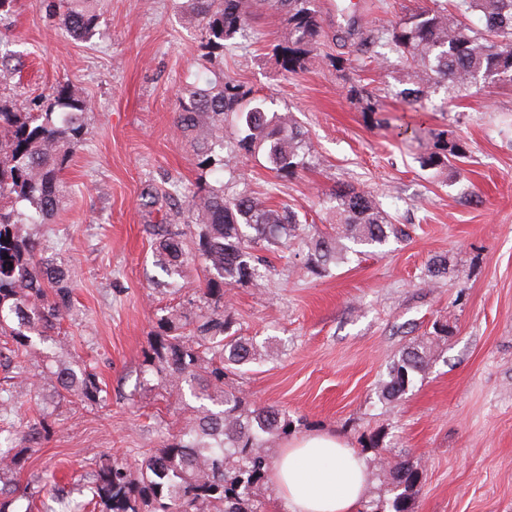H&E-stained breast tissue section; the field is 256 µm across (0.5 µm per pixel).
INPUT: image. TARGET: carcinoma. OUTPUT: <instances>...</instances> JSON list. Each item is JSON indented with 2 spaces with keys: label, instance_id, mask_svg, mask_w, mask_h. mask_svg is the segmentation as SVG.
<instances>
[{
  "label": "carcinoma",
  "instance_id": "obj_1",
  "mask_svg": "<svg viewBox=\"0 0 512 512\" xmlns=\"http://www.w3.org/2000/svg\"><path fill=\"white\" fill-rule=\"evenodd\" d=\"M51 14L62 12L65 31L89 39L100 28L98 0H40ZM200 25V37L211 54L224 57L226 43L246 38L260 8L268 5L288 16L279 58L281 69L296 73L317 49L322 23L314 0H189ZM481 13L482 28L466 23ZM347 20L346 37L360 46L372 40V30ZM512 32V0H453L452 7L421 8L384 29L396 63L407 69L411 87L402 102L418 112L428 109L429 93L443 89L453 95L480 84L512 83V43L498 41L500 31ZM88 100L58 87L37 111L16 99L0 98V365L16 359H40L41 378L57 396L81 405L103 401L99 377L89 366L56 359L60 321L69 309L72 281L45 256L40 243L20 234L22 224H46L66 193L61 173L84 143L83 118ZM176 127L209 154L224 148V124L232 122L238 138L230 155L263 153L278 178L291 179L309 167L304 133L288 112L268 113L265 101L231 81L210 83L182 95ZM464 157L463 146L443 141L439 150L421 158L433 168L448 158ZM334 232L314 244L310 261L324 273L347 258L344 241L383 246L406 236L367 192L340 186L328 195ZM26 202L29 210L19 204ZM193 230L173 224H151L158 242L156 258L173 288L182 290L183 267L199 261L207 276L199 298L224 300V287L261 286L263 249L286 245L301 235L303 224L287 207L270 206L247 193L227 195L210 188L192 192L188 202ZM192 248H187L186 237ZM182 315L161 320L146 354L148 369L172 378L176 388L187 385L198 402L194 420L144 458L136 467L105 455L91 459L87 485L96 504L108 512H261L251 490L266 484L271 461L267 445L288 436L293 422L274 406H244L233 389L224 388L225 372L256 356V346L231 331L224 316H198L196 326L183 332ZM425 353L418 346L403 349L391 362L380 387V400L392 404L425 373ZM21 449L9 438L0 441V512L12 506L20 488L15 475L23 468ZM392 491L389 512H412L414 489L422 477L419 464L400 463L389 469Z\"/></svg>",
  "mask_w": 512,
  "mask_h": 512
}]
</instances>
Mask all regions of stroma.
Listing matches in <instances>:
<instances>
[{
	"label": "stroma",
	"instance_id": "1",
	"mask_svg": "<svg viewBox=\"0 0 512 512\" xmlns=\"http://www.w3.org/2000/svg\"><path fill=\"white\" fill-rule=\"evenodd\" d=\"M358 23L385 29L431 0H360ZM340 0H316L323 20L317 50L298 73L280 68L276 45L286 15L259 13L250 36L224 56L223 75L291 113L310 147L309 170L279 179L264 158L203 165L199 146L175 126L176 101L214 79L209 54L186 0H103L99 34L76 39L38 0H15L0 17L23 65L0 77V96L22 101L62 83L86 98L85 140L62 178L67 192L49 224H24L75 282L61 322L59 359L96 368L104 400L76 407L52 387L51 435L25 449L22 483L44 500L48 480L88 472L99 454L137 466L192 422L197 402L170 379L146 373L148 349L163 310H199L200 264L184 269L173 292L156 263L149 225L181 224L185 199L145 206L146 186L168 190H243L286 205L306 220L309 236L330 231L323 200L349 184L375 197L407 236L363 246L348 263L316 272L303 241L268 251L262 287L224 289L223 311L253 338L258 355L224 385L246 405L287 412L295 435L332 432L368 466L366 501L383 496L390 464L419 462L423 478L413 512H512V84L465 93L440 108L442 92L424 112L407 109L401 67L384 66V39L366 48L341 39ZM372 94L376 111L365 109ZM465 156L434 169L420 157L441 139ZM448 258L447 278L432 283L429 259ZM450 334L435 340V327ZM432 339L428 367L398 402L379 387L395 355ZM12 389L0 416L27 434L35 418L28 376Z\"/></svg>",
	"mask_w": 512,
	"mask_h": 512
}]
</instances>
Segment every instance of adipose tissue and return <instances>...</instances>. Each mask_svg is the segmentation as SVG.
<instances>
[{
    "label": "adipose tissue",
    "instance_id": "obj_1",
    "mask_svg": "<svg viewBox=\"0 0 512 512\" xmlns=\"http://www.w3.org/2000/svg\"><path fill=\"white\" fill-rule=\"evenodd\" d=\"M272 481L289 512H358L367 469L355 449L334 434L319 433L286 444Z\"/></svg>",
    "mask_w": 512,
    "mask_h": 512
}]
</instances>
